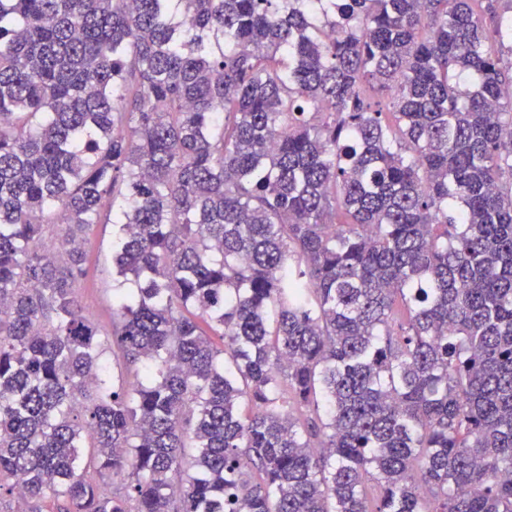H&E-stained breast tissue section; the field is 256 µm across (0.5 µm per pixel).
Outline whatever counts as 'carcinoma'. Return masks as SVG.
Returning <instances> with one entry per match:
<instances>
[{"mask_svg":"<svg viewBox=\"0 0 512 512\" xmlns=\"http://www.w3.org/2000/svg\"><path fill=\"white\" fill-rule=\"evenodd\" d=\"M501 2L0 0V512H512ZM87 261L78 296L90 317L106 330L112 324V225L96 224L84 245Z\"/></svg>","mask_w":512,"mask_h":512,"instance_id":"cac0c4a2","label":"carcinoma"}]
</instances>
